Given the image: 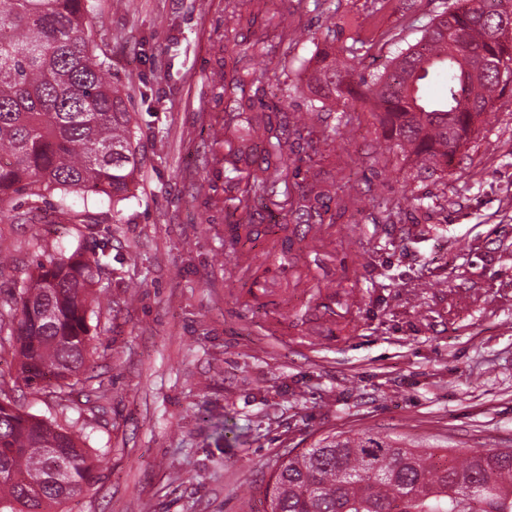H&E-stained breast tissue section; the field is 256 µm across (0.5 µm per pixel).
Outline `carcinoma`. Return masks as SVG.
Listing matches in <instances>:
<instances>
[{
	"instance_id": "obj_1",
	"label": "carcinoma",
	"mask_w": 512,
	"mask_h": 512,
	"mask_svg": "<svg viewBox=\"0 0 512 512\" xmlns=\"http://www.w3.org/2000/svg\"><path fill=\"white\" fill-rule=\"evenodd\" d=\"M265 0H235L231 21L252 28ZM413 45L397 50L382 71L356 73L355 53L373 44L358 24L351 45L317 49L307 82L310 108L358 103L384 129L382 150L399 152L425 170L445 169L476 123L512 88L501 84L512 63V0H444ZM87 0H0V213L13 224L43 222L46 206L65 212L76 193L109 204L125 199L139 160L122 91L106 80L108 55L91 39ZM293 41L288 27L271 39H243L224 49V169L233 240L249 239L256 219L250 199L274 192L288 167L277 112L254 111L256 58ZM435 74L446 92L432 98ZM331 183L295 207L324 223ZM58 197L56 202L51 198ZM112 273V244L89 259L78 245L36 263L35 272L0 304V337L18 358L14 385L61 394L84 386L90 344L89 296L95 277ZM97 480L94 459L74 434L0 401V512H53ZM265 512H512V449H471L451 461L432 448L363 431L326 437L290 455L266 489Z\"/></svg>"
}]
</instances>
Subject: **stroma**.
<instances>
[{
  "label": "stroma",
  "mask_w": 512,
  "mask_h": 512,
  "mask_svg": "<svg viewBox=\"0 0 512 512\" xmlns=\"http://www.w3.org/2000/svg\"><path fill=\"white\" fill-rule=\"evenodd\" d=\"M107 79L123 92L141 161L128 199L104 210L112 272L97 278L89 375L67 400L12 388L16 402L84 435L97 482L57 512H264L289 450L370 430L416 448H512V94L446 171L377 155L369 110L323 112L288 168L291 200L323 157L344 170L333 224L292 223L288 246L233 243L224 221L219 70L228 0H93ZM440 0H389L381 29L405 43ZM371 0H271L305 31L287 59H260L259 112L307 110L317 45L342 46ZM288 101H281V90ZM362 206L340 211L350 189ZM437 198L414 210L405 190ZM399 204L388 220L379 198ZM0 224V287L58 246L83 245L75 212ZM239 440L225 446L212 425Z\"/></svg>",
  "instance_id": "obj_1"
}]
</instances>
